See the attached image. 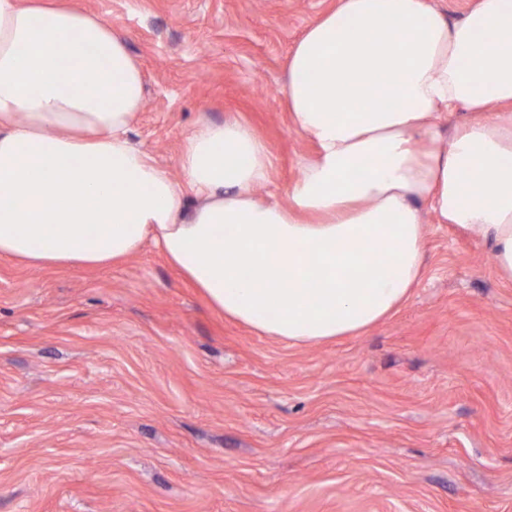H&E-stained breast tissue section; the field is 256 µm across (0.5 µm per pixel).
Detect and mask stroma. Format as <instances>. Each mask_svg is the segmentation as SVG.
Returning a JSON list of instances; mask_svg holds the SVG:
<instances>
[{"instance_id": "35a3bbf8", "label": "stroma", "mask_w": 512, "mask_h": 512, "mask_svg": "<svg viewBox=\"0 0 512 512\" xmlns=\"http://www.w3.org/2000/svg\"><path fill=\"white\" fill-rule=\"evenodd\" d=\"M145 74L129 136L173 179L203 120L249 123L287 202L312 140L288 53L338 0H66ZM0 512H512V283L426 228L410 299L293 345L228 321L154 244L105 267L0 258Z\"/></svg>"}]
</instances>
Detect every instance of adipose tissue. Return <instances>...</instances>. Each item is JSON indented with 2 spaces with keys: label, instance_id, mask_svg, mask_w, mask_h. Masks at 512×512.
<instances>
[{
  "label": "adipose tissue",
  "instance_id": "obj_1",
  "mask_svg": "<svg viewBox=\"0 0 512 512\" xmlns=\"http://www.w3.org/2000/svg\"><path fill=\"white\" fill-rule=\"evenodd\" d=\"M143 91L99 16L0 0L1 258L106 266L150 237L215 310L293 344L361 334L408 298L426 210L481 235L512 282V0L458 21L433 0H339L311 23L286 103L317 155L284 204L255 198L272 155L235 120L197 127L174 180L127 137ZM458 104L477 118L440 144Z\"/></svg>",
  "mask_w": 512,
  "mask_h": 512
}]
</instances>
